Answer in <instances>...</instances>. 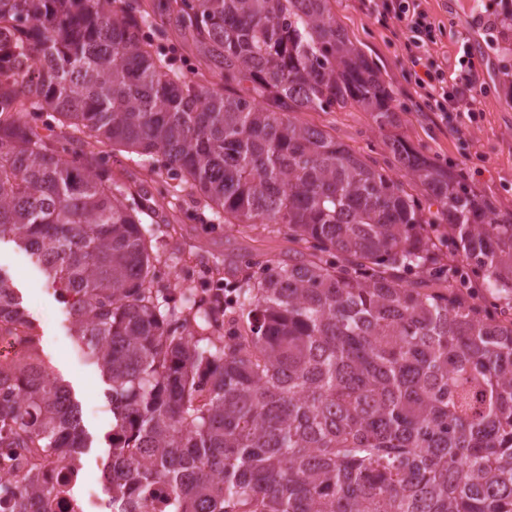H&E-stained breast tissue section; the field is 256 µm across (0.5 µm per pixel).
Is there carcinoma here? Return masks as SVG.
<instances>
[{
    "label": "carcinoma",
    "instance_id": "carcinoma-1",
    "mask_svg": "<svg viewBox=\"0 0 512 512\" xmlns=\"http://www.w3.org/2000/svg\"><path fill=\"white\" fill-rule=\"evenodd\" d=\"M330 0H0V237L35 257L109 382L107 512H512V213L394 135L407 193L298 113L394 92ZM512 70V5L489 15ZM173 31L208 74L171 68ZM160 156L209 221L281 224L235 305L154 288L153 194L110 151ZM437 209H432V206ZM0 448L50 512L86 447L69 390L0 276Z\"/></svg>",
    "mask_w": 512,
    "mask_h": 512
}]
</instances>
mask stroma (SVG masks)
Masks as SVG:
<instances>
[{"mask_svg": "<svg viewBox=\"0 0 512 512\" xmlns=\"http://www.w3.org/2000/svg\"><path fill=\"white\" fill-rule=\"evenodd\" d=\"M492 0H423L437 28V43L429 51L435 65L449 76L459 74V61L471 55L481 74L483 92L477 97L480 115L472 126L455 133L434 114L405 79L407 51L402 39L378 23L361 0H330L337 22L353 44L374 63L380 79L389 86L404 109L397 115L395 134L426 157L467 174L471 184L490 198L497 210L512 212V83L507 82L498 56L488 44L494 33L481 23ZM303 121L335 135L355 154L384 161L386 134L372 113L361 109L305 112ZM116 180L128 186L166 187L158 204L170 225L159 252L161 278L167 288L184 287L189 267L198 261L230 278L242 255L255 251L267 258H287V231L270 233L262 225L204 224L202 196L185 192L179 175L160 168L158 162L140 160L126 153L112 164ZM0 276L9 280L39 338V358L66 385L81 409V426L87 446L81 456V478L104 493L102 472L108 462V435L112 430V404L102 373L81 350L74 335L69 308L58 288L48 282L34 257L10 238L0 239Z\"/></svg>", "mask_w": 512, "mask_h": 512, "instance_id": "35a3bbf8", "label": "stroma"}]
</instances>
